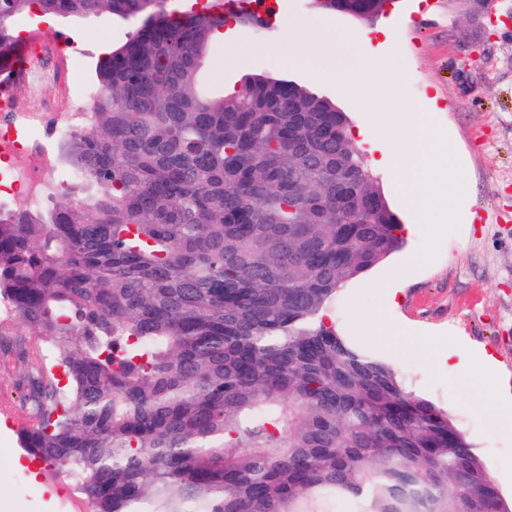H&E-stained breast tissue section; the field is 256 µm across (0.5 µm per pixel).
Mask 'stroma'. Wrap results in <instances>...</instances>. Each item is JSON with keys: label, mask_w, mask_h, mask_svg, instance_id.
I'll return each instance as SVG.
<instances>
[{"label": "stroma", "mask_w": 512, "mask_h": 512, "mask_svg": "<svg viewBox=\"0 0 512 512\" xmlns=\"http://www.w3.org/2000/svg\"><path fill=\"white\" fill-rule=\"evenodd\" d=\"M265 6L272 27H235L238 59L224 66L211 55L205 68L209 85L227 92L248 73L292 79L336 102L362 149L388 135L390 114L364 111L356 96L341 90L331 69L309 65L304 44H291L286 62L261 52L299 28L313 30L328 22L337 33L355 36L368 30V23L321 13L312 0H265ZM385 15L395 21L393 40L369 72L378 81H400V107L432 112L435 133L456 156L452 205L465 216L419 223L393 174L377 169L390 205L411 227L407 244L348 281L330 316L341 335L393 366L409 390L448 410L511 503L512 433L502 430L481 386L482 363L476 357L469 372L453 377L442 355L453 332L470 351L491 352L501 371L512 375V23L502 21L512 16V0H394ZM134 26L133 20L112 15L52 22L32 17L23 24L49 40L72 38L74 100L90 96L99 56L124 41ZM423 254L428 262L402 283L397 308L388 310L392 278L407 258ZM28 423V414L19 411L12 422H0V512H71L56 489L61 475L45 465L33 482L10 464L11 455L22 452L18 435Z\"/></svg>", "instance_id": "obj_1"}]
</instances>
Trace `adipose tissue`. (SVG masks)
Instances as JSON below:
<instances>
[{"mask_svg": "<svg viewBox=\"0 0 512 512\" xmlns=\"http://www.w3.org/2000/svg\"><path fill=\"white\" fill-rule=\"evenodd\" d=\"M315 60L336 62V78L344 89L358 96L368 112L392 115L389 137L380 140L375 150L377 165L396 172L402 193L424 215L449 214L454 170L451 150L434 135L431 113L396 110L399 88L396 82L380 84L370 78L366 69L347 70L343 59L353 52L351 42L331 27L309 34ZM440 177L441 185L429 191L432 177Z\"/></svg>", "mask_w": 512, "mask_h": 512, "instance_id": "obj_1", "label": "adipose tissue"}]
</instances>
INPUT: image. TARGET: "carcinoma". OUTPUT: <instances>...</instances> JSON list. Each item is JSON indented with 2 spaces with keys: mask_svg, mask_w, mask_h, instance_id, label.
Segmentation results:
<instances>
[{
  "mask_svg": "<svg viewBox=\"0 0 512 512\" xmlns=\"http://www.w3.org/2000/svg\"><path fill=\"white\" fill-rule=\"evenodd\" d=\"M372 21L387 0H313ZM0 0V56L36 13L136 21L99 57L65 160L95 188L0 209V293L67 382L29 370L20 444L91 512H512L448 411L336 330L349 280L404 247L346 113L203 68L216 3Z\"/></svg>",
  "mask_w": 512,
  "mask_h": 512,
  "instance_id": "carcinoma-1",
  "label": "carcinoma"
}]
</instances>
